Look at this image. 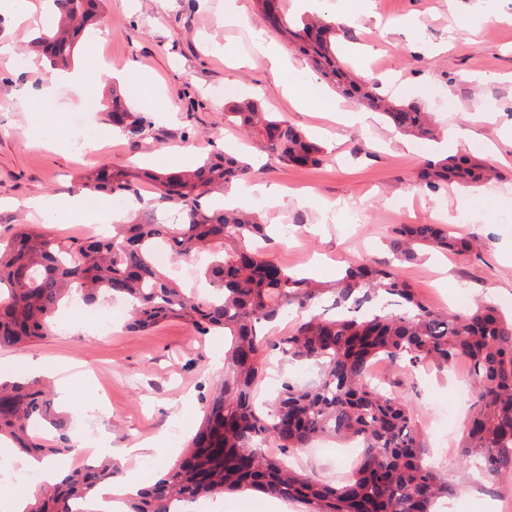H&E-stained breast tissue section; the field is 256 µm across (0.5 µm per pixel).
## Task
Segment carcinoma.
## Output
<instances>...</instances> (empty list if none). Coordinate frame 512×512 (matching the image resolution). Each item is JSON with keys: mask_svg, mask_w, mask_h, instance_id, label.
I'll list each match as a JSON object with an SVG mask.
<instances>
[{"mask_svg": "<svg viewBox=\"0 0 512 512\" xmlns=\"http://www.w3.org/2000/svg\"><path fill=\"white\" fill-rule=\"evenodd\" d=\"M101 2L51 0L57 26L32 39L51 70L70 66L85 29L100 20ZM257 3L269 24L287 34L343 97L381 113L401 135H437L431 113L390 100L377 91L378 83L361 81L340 66L335 25L287 20L276 0ZM101 115L134 144L153 124L149 113L133 110L115 89ZM224 119L248 136L266 139L291 165L321 160L319 145L249 101L233 105ZM251 173L250 163L220 148L195 166L164 172L104 164L87 178L86 188L139 203V187L151 182L156 196L148 207L176 208L179 222L134 219L85 239L21 224L9 241L0 242V349L47 336L60 302L77 292L86 302L100 295L124 299L134 330L178 318L198 335L224 334V373L205 399L201 424L180 459L128 497L127 512H171L176 502L244 491L293 499L304 512H436L454 488L428 460L401 383L384 387L368 378L378 358L410 372L426 365L445 370L467 358L474 396L459 444L460 465L466 468L476 457L488 474L512 478V318L486 301L465 312L436 311L399 272L400 265L430 251L465 257L473 243L446 224H399L388 240L394 262L368 259L322 285L253 246L257 238L270 240L257 213L214 203L213 195ZM492 175L482 159L446 156L426 161L419 179L435 190L478 185ZM159 244L177 260L216 255L205 271L213 294L196 297L158 268L153 254ZM293 309L311 314L288 333L272 335L271 324ZM270 353L316 367V380H287L272 399L258 402L254 391L263 376L262 359ZM70 427V416L56 410L41 381L0 380V437L12 439L20 453L39 458L72 452ZM320 438L357 441L363 448L346 483L333 486L289 467L288 452ZM272 447L280 454L270 453ZM110 481L107 463L86 461L55 484H35L25 512H85L78 503Z\"/></svg>", "mask_w": 512, "mask_h": 512, "instance_id": "obj_1", "label": "carcinoma"}]
</instances>
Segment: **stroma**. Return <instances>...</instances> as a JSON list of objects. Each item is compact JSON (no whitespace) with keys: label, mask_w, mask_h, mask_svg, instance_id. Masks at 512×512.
I'll return each mask as SVG.
<instances>
[{"label":"stroma","mask_w":512,"mask_h":512,"mask_svg":"<svg viewBox=\"0 0 512 512\" xmlns=\"http://www.w3.org/2000/svg\"><path fill=\"white\" fill-rule=\"evenodd\" d=\"M32 2L36 12L29 24L0 23V46L8 48L12 67L0 72V239L21 224L44 225L67 237L92 235L99 227L82 212L38 213L32 202L82 194L85 175L103 163L175 169L204 157L214 142L251 160L250 184L282 188L277 200L255 192L243 205L277 227L266 249L283 267L334 279L340 268L360 259L388 257L395 225L443 221L464 205L472 219L456 230L477 238L476 256L432 254L402 264L401 275L432 308L454 310L460 298L484 297L512 314V224L498 219L499 211L512 208V197L499 192L512 185V0H369L345 16L338 0H312L308 6L282 0L289 17L308 8L340 22L345 33L337 38L338 55L357 77L434 113L439 129L459 125L466 134L465 154L487 159L499 172L497 181L479 187L435 191L421 188L418 174L425 160L448 152L445 139L406 140L373 112L360 122H341L336 108L343 98L297 52H289L283 72H273L255 40L284 47L288 39L273 30L256 0H105L102 22L87 44L76 47L75 65L107 97L122 85L125 66L136 64L134 107L150 113L153 128L139 144L116 135L100 150L82 152L68 125L69 113L83 104L81 89L58 86L47 102L54 117L46 122L22 106L51 79L45 58L28 42L35 28H50L54 21L45 0ZM287 86L307 97V111H298L284 94ZM221 88L226 96H218ZM243 100L318 140L320 163L289 165L265 140L225 124L227 108ZM331 101L332 111L326 108ZM349 206L358 210L359 223L346 218ZM94 309L108 307L101 301ZM111 312L112 323L102 333L61 311L36 345L0 350V374L37 379V363H51L58 368L51 384L59 403L105 408L97 418L74 417L79 448L57 457L61 471L91 458L86 444L96 432L113 449L126 451L114 465L113 484L133 478L148 485L199 425L202 398L222 372L224 339L194 335L179 319L135 331L125 325L126 309ZM401 379L432 460L455 488L457 512H502L512 501V487L459 464L467 408L456 400L457 376L429 367ZM442 408L456 418L444 445L432 430L433 414ZM144 441L157 442L159 451L137 452ZM291 461L302 473L339 484L353 473L357 451L327 439ZM210 506L212 512L301 509L250 491L212 499Z\"/></svg>","instance_id":"35a3bbf8"}]
</instances>
